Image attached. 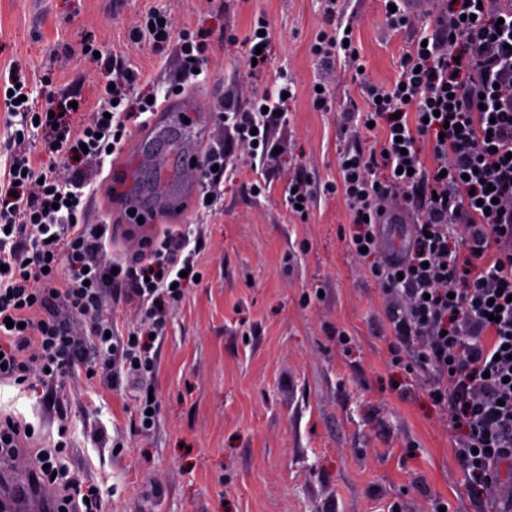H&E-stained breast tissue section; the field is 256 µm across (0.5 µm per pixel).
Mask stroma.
Here are the masks:
<instances>
[{"instance_id":"stroma-1","label":"stroma","mask_w":512,"mask_h":512,"mask_svg":"<svg viewBox=\"0 0 512 512\" xmlns=\"http://www.w3.org/2000/svg\"><path fill=\"white\" fill-rule=\"evenodd\" d=\"M324 0H0V94L22 71L33 106L50 92L78 98L80 125L109 74L83 52L143 75L158 101L197 98L206 148L223 143L219 105L247 84L244 35L257 16L271 32L268 78L287 73L297 94L272 128L276 153L253 169L240 153L232 185L215 212L160 218L145 236L180 229L200 239V274L169 308L147 382L159 406L151 430L132 425L138 392L108 389L77 371L56 393L0 385V414L30 423L29 453L63 444L65 466L101 489L104 512H488L492 491L474 486L456 454L450 412L430 390L433 372L393 353L389 317L403 300L354 254V224L343 198L327 193L338 157L372 146L381 130L347 122L341 106L363 102L362 80L392 85L420 26L388 29L383 0H339L338 25H350L365 68L336 59L324 71L311 52L324 27ZM169 16L207 46L197 84L184 82L176 47L161 55L129 35L147 12ZM328 78L330 110L311 87ZM314 182L312 214L288 210L295 171ZM268 189L254 194L251 183ZM153 172L133 179L91 171L85 221L112 229V256H132L137 220L125 200L147 196Z\"/></svg>"}]
</instances>
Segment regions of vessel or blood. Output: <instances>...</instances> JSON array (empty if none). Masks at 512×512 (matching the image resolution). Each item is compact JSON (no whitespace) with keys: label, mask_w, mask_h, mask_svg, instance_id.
Segmentation results:
<instances>
[{"label":"vessel or blood","mask_w":512,"mask_h":512,"mask_svg":"<svg viewBox=\"0 0 512 512\" xmlns=\"http://www.w3.org/2000/svg\"><path fill=\"white\" fill-rule=\"evenodd\" d=\"M196 102L180 99L165 103L155 114L150 128L155 139L164 143L162 149L147 150L146 136L135 140V148L128 156L129 164L145 158L152 164L156 178L154 195L165 212L186 215L191 206L190 183L183 173L196 170V158L201 151L196 131L199 127L194 114ZM57 490L40 480L31 469H17L13 460L0 461V512H56Z\"/></svg>","instance_id":"b4317fda"}]
</instances>
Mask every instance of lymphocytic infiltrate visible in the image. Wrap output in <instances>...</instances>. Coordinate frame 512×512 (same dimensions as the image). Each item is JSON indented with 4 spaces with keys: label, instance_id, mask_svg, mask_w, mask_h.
I'll return each mask as SVG.
<instances>
[{
    "label": "lymphocytic infiltrate",
    "instance_id": "obj_1",
    "mask_svg": "<svg viewBox=\"0 0 512 512\" xmlns=\"http://www.w3.org/2000/svg\"><path fill=\"white\" fill-rule=\"evenodd\" d=\"M145 21L133 41L157 53L176 44L183 76L193 78L201 42L187 32L173 36L166 16L150 12ZM435 25L432 41L406 55L395 85L364 83V119L382 122V144L344 153L341 182L327 190L341 192L364 227L351 239L353 250L367 249L376 258L374 276L406 295V306L391 317L394 336L434 371L433 395L454 410L453 424L464 431L456 452L469 478L495 485L512 503V484L500 479L501 466L512 463V0H459ZM103 67L112 84L80 129L63 121L70 99L62 94L36 110L17 88L8 106L24 125L11 134L15 149L0 176V383L37 382L53 391L84 364L115 388L141 379L154 370L152 337L163 335L168 308L196 275L185 236L165 237L161 249L116 269L100 260L106 230L84 222L82 168L103 166L109 152L121 150L128 122L153 109L136 92L138 72L116 58ZM290 89L286 83L278 93H255L244 111L235 96L225 97L220 112L230 134L199 164L203 195L218 197L238 144H249L255 158L272 152L270 125L285 116ZM32 122L48 146L78 157L81 167L68 181L24 149ZM422 137L433 142L430 168L421 161ZM379 169L386 177L378 182L370 173ZM396 193L421 219L404 257L380 259V201ZM453 223L464 227L467 259L449 248ZM112 283L123 284L126 300L143 309L142 327L119 332L105 314L103 294ZM69 317L89 321V341L71 335ZM36 465L74 512H102L99 488L59 468L57 450L41 451Z\"/></svg>",
    "mask_w": 512,
    "mask_h": 512
}]
</instances>
